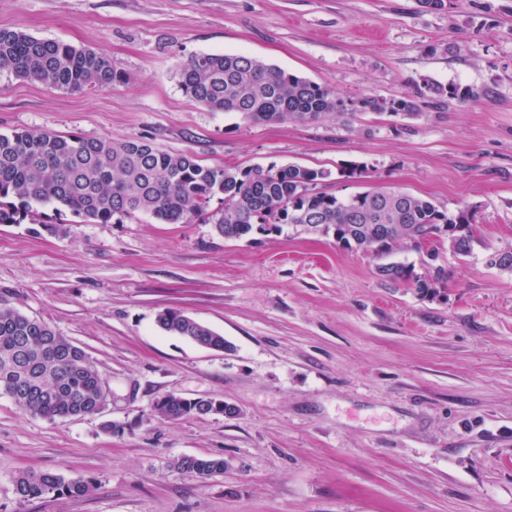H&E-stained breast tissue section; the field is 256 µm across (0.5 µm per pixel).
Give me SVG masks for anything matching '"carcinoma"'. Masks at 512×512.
<instances>
[{"instance_id": "cac0c4a2", "label": "carcinoma", "mask_w": 512, "mask_h": 512, "mask_svg": "<svg viewBox=\"0 0 512 512\" xmlns=\"http://www.w3.org/2000/svg\"><path fill=\"white\" fill-rule=\"evenodd\" d=\"M0 69L50 88L82 91L122 80L111 58L93 49L40 39L22 31L0 29ZM186 95L216 112H236L254 122H317L347 110L329 89L243 54L202 53L181 67ZM438 97L467 102L478 96L472 87L428 82ZM323 170L289 165L275 169L204 166L190 152L172 153L143 140L114 142L42 131L0 134V224L36 221L31 203H55L95 224L113 219L151 216L159 224H214L226 239L255 230L273 231L288 224L376 259L401 245H427L422 271L413 263L376 265L384 281L437 296L448 283L446 267L435 264L439 246L465 257L471 252L472 216L439 209L431 201L401 191H366L346 200L318 190ZM223 196L224 206L209 210ZM448 224L469 229L448 232ZM165 333L211 349L224 348V337L179 310L166 308L156 317ZM0 396L20 411L47 419L93 414L104 398L103 380L88 354L48 323L23 314L0 296ZM155 410L164 419L207 415L208 398L167 394ZM176 467L196 477L224 472V460L181 457ZM15 494L27 502L49 494L84 496L89 481L65 482L50 471H22L14 478Z\"/></svg>"}]
</instances>
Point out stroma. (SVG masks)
<instances>
[{"label": "stroma", "instance_id": "1", "mask_svg": "<svg viewBox=\"0 0 512 512\" xmlns=\"http://www.w3.org/2000/svg\"><path fill=\"white\" fill-rule=\"evenodd\" d=\"M0 28L105 52L122 74L71 92L0 69L2 134L325 170L336 197L393 188L476 229L468 256L441 248L451 278L430 298L288 226L227 240L53 204L0 224V294L82 347L109 390L101 413L56 421L0 397V512H512V271L488 263L512 250V0H0ZM200 53L254 56L356 106L310 124L209 111L179 83ZM428 81L479 95L441 101ZM165 308L224 350L163 333ZM170 393L237 412L167 421L154 404ZM183 456L227 466L196 478ZM46 470L94 488L19 502L16 474Z\"/></svg>", "mask_w": 512, "mask_h": 512}]
</instances>
